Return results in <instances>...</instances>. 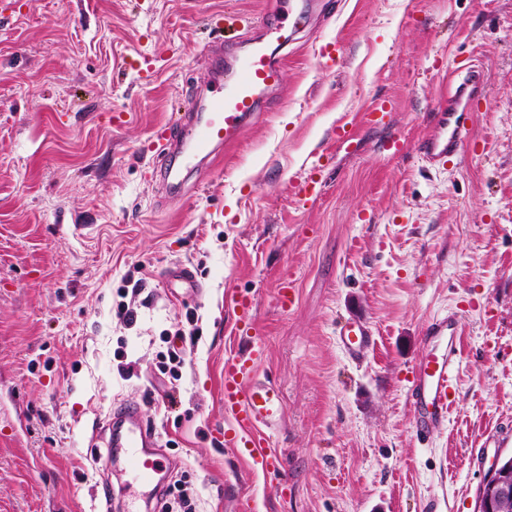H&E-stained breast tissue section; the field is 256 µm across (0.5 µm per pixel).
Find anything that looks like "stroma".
Returning <instances> with one entry per match:
<instances>
[{
    "instance_id": "obj_1",
    "label": "stroma",
    "mask_w": 512,
    "mask_h": 512,
    "mask_svg": "<svg viewBox=\"0 0 512 512\" xmlns=\"http://www.w3.org/2000/svg\"><path fill=\"white\" fill-rule=\"evenodd\" d=\"M271 6L0 0V512H157L94 442L123 402L156 426L197 512H472L512 437V0H334L293 45L272 108L165 196L155 130L209 82L220 17L244 37ZM468 58L489 89L480 147L429 168L414 145L444 71ZM381 101L384 123L337 145ZM311 176L319 195L295 197ZM183 267L194 287L172 279ZM230 293L252 300L259 371L285 396L277 475H248L224 444V357L248 352ZM451 311L456 402L421 443L408 379L428 322ZM348 319L375 334L359 360L337 336ZM178 336L191 355L173 373Z\"/></svg>"
}]
</instances>
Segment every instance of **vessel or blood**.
I'll return each instance as SVG.
<instances>
[{"mask_svg": "<svg viewBox=\"0 0 512 512\" xmlns=\"http://www.w3.org/2000/svg\"><path fill=\"white\" fill-rule=\"evenodd\" d=\"M276 0L260 26L246 40L224 48V65L214 72L210 91L199 108L178 115L172 126L157 130L160 180L172 185L181 168L194 167L222 150L235 146L244 129L268 111L274 93L283 81L285 57L279 49L295 41L312 17L327 16L328 0H299L294 21H287L284 6ZM460 78L434 112L427 134L416 148L430 167L457 165L473 146L471 126L474 114L488 93L483 69L475 64L460 65ZM347 355L362 358L374 341L370 325L348 320L338 327ZM423 341L426 351L411 369L408 400L416 438L425 439L445 427L455 401L461 361V332L457 313L433 318ZM264 356L259 344H252L245 356L224 360L222 401L224 412L234 424L225 435L226 447L245 451L250 470L267 474L282 468L280 455L270 440L284 418V396L257 366ZM107 446L122 459L131 476L152 484L165 465V455L152 425L139 406L126 403L113 410L104 426Z\"/></svg>", "mask_w": 512, "mask_h": 512, "instance_id": "1", "label": "vessel or blood"}]
</instances>
